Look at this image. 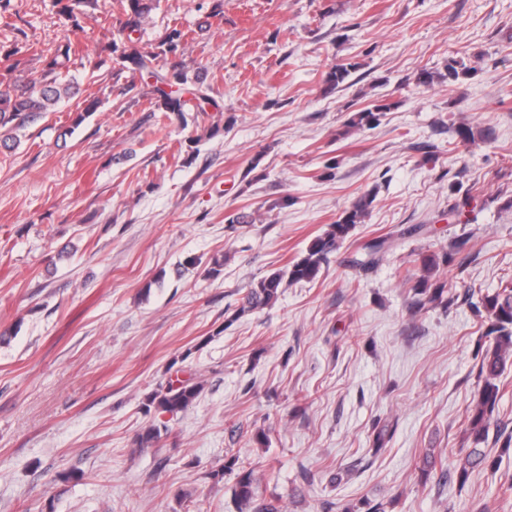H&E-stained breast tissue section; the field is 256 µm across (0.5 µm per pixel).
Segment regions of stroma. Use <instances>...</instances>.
Returning <instances> with one entry per match:
<instances>
[{"mask_svg": "<svg viewBox=\"0 0 512 512\" xmlns=\"http://www.w3.org/2000/svg\"><path fill=\"white\" fill-rule=\"evenodd\" d=\"M125 19L124 0L88 10L63 72L79 94L0 148V512H240L250 467L257 500L287 512H512L511 363L486 459L459 477L490 344L480 305L512 283V0H157L138 34L156 70L203 73L224 106L163 120L147 73L86 61ZM65 23L57 0H11L0 59L41 70ZM173 26L181 59L159 51ZM451 58L468 69L455 81ZM375 104L379 125L348 126ZM454 185L473 196L457 218ZM366 194L314 280L238 316ZM454 242L434 274L446 304L414 309L422 257ZM176 376L199 398L137 447L146 395ZM257 482L255 469L245 470L240 473L234 488V496L240 506L250 507L254 500V488Z\"/></svg>", "mask_w": 512, "mask_h": 512, "instance_id": "stroma-1", "label": "stroma"}]
</instances>
